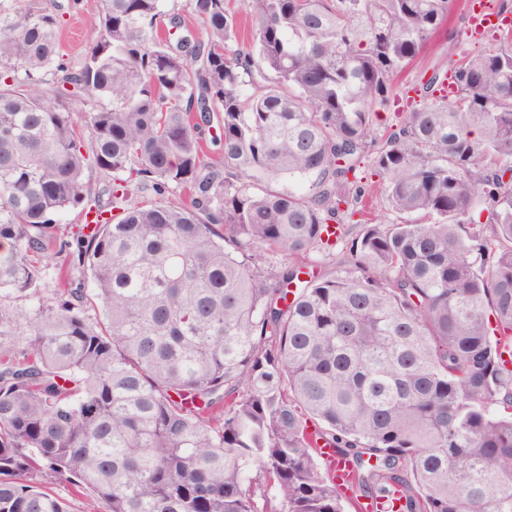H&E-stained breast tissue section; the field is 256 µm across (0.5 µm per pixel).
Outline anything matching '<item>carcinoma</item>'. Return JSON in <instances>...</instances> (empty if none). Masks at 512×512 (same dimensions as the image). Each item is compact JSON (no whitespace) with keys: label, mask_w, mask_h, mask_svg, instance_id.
<instances>
[{"label":"carcinoma","mask_w":512,"mask_h":512,"mask_svg":"<svg viewBox=\"0 0 512 512\" xmlns=\"http://www.w3.org/2000/svg\"><path fill=\"white\" fill-rule=\"evenodd\" d=\"M162 2L99 0L76 64L55 9L0 7V512H69L52 477L87 512H344L303 411L357 497L512 512V36L448 44L383 136L453 0H243L246 43L226 0L172 41ZM285 175L313 181L263 185ZM376 193L415 219L365 223ZM352 220L348 263L308 274ZM470 1L455 0L447 22L399 76L390 102L376 107L373 120L381 133L386 129H396L401 121V112L410 111L411 105H407L404 98L401 99V90L405 86L415 84L426 71L429 76L433 68H448V41L457 43V46L469 52L480 51L495 42L496 37L499 36V30L491 31L480 38H473L468 34ZM50 488L69 504L72 512H83L86 510V497L81 490L65 480L51 479Z\"/></svg>","instance_id":"obj_1"}]
</instances>
